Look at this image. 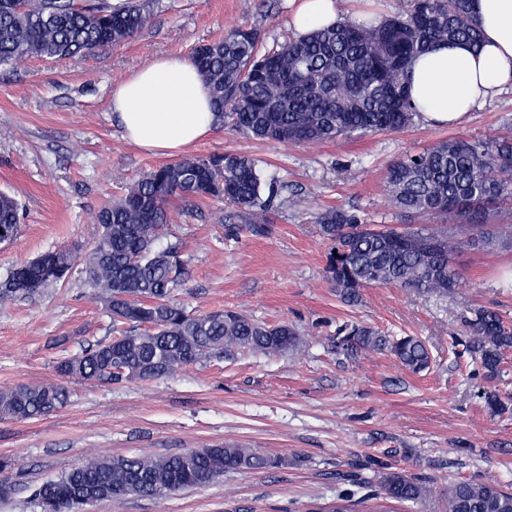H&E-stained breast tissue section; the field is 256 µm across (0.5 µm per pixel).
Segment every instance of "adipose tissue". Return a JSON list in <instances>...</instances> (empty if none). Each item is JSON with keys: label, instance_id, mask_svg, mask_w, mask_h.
<instances>
[{"label": "adipose tissue", "instance_id": "adipose-tissue-1", "mask_svg": "<svg viewBox=\"0 0 512 512\" xmlns=\"http://www.w3.org/2000/svg\"><path fill=\"white\" fill-rule=\"evenodd\" d=\"M290 26L303 35L336 20L334 0H291ZM479 49L438 43L408 66L409 97L424 121L459 125L512 86V0H472ZM112 112L141 149L176 153L216 128L208 88L190 60L160 57L112 87Z\"/></svg>", "mask_w": 512, "mask_h": 512}]
</instances>
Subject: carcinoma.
I'll return each instance as SVG.
<instances>
[{
  "mask_svg": "<svg viewBox=\"0 0 512 512\" xmlns=\"http://www.w3.org/2000/svg\"><path fill=\"white\" fill-rule=\"evenodd\" d=\"M153 7V0H0V67L29 57L79 60L120 45L141 31ZM262 40L261 27H236L196 47L191 60L210 89L219 123L259 139L309 144L407 127L416 115L408 95L409 60L435 43L476 46L480 27L470 0H410L406 11L377 25L340 20L265 52ZM386 188L400 211L466 218L476 205L512 198V140H440L392 165ZM278 195L244 155L181 157L154 167L100 209L94 221L101 233L85 253L48 251L13 266L0 280L1 302L63 282L83 263L115 335L61 360L59 382L1 391L0 420L35 419L63 408L70 400L68 379H158L214 355L298 349L301 338L288 324L267 326L231 309L194 313L173 302L186 261L177 247L157 246L178 200H226L253 235L263 236ZM317 223L333 242L327 276L348 303L372 286L443 298L460 285L452 267L458 241L446 230L378 227L333 206ZM19 228V202L0 192V242L16 237ZM456 343L494 376L512 348V323L490 307L474 308ZM336 348L385 352L413 374L430 365L419 337L388 336L366 325L339 327ZM286 466V457L237 444L166 456L99 455L37 485L32 496L40 512H88L102 500L163 498L226 473ZM376 484L365 500L340 494L311 512H393L392 504H418L432 492L425 480L391 466L379 468ZM446 512H512V492L458 480L446 492Z\"/></svg>",
  "mask_w": 512,
  "mask_h": 512,
  "instance_id": "1",
  "label": "carcinoma"
}]
</instances>
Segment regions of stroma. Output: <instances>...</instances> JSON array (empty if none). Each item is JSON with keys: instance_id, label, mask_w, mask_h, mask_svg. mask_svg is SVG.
<instances>
[{"instance_id": "obj_1", "label": "stroma", "mask_w": 512, "mask_h": 512, "mask_svg": "<svg viewBox=\"0 0 512 512\" xmlns=\"http://www.w3.org/2000/svg\"><path fill=\"white\" fill-rule=\"evenodd\" d=\"M290 0H160L131 41L79 62L30 58L0 68V191L21 206L17 237L0 243V278L15 264L55 249H89L94 214L166 155L124 138L112 117V87L157 57L242 25H259L263 49L291 37ZM451 136L512 137V88L457 126L415 119L392 133L293 145L216 128L187 155L238 153L254 159L280 196L267 236L240 228L231 205L175 203L160 246L178 245L187 263L173 294L187 310L239 309L256 321L288 324L302 338L284 354L236 352L160 379L70 382L69 404L33 420L0 421V458L13 494L0 512H38L34 485L99 454L171 455L243 444L288 466L230 473L164 499L103 501L91 512H306L340 492L368 496L372 461L430 481L431 496L407 512H445L448 487L472 479L512 489V351L500 373L472 378L454 338L466 312L491 306L512 320V244L474 246L459 232L454 267L461 286L445 298L396 287L364 289L346 304L325 273L329 242L315 218L340 206L370 224L418 225L426 215L395 209L389 166ZM81 271L65 283L0 304V391L57 381L55 367L109 334L110 320ZM424 340L431 366L419 375L384 353L347 355L332 339L344 323ZM506 409L484 407L479 391Z\"/></svg>"}]
</instances>
